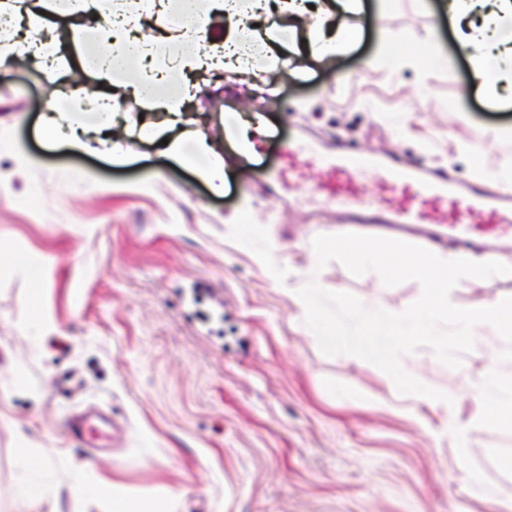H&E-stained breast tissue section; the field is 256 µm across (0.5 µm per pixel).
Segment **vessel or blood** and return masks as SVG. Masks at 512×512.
<instances>
[{
  "instance_id": "1",
  "label": "vessel or blood",
  "mask_w": 512,
  "mask_h": 512,
  "mask_svg": "<svg viewBox=\"0 0 512 512\" xmlns=\"http://www.w3.org/2000/svg\"><path fill=\"white\" fill-rule=\"evenodd\" d=\"M316 166L323 179L312 193L324 204L342 211L347 231H393L411 244L426 249L453 248L494 252L498 235L512 231V198L486 191L481 184L459 182L442 171L409 166L393 157H376L345 147L324 152L316 143L303 141L288 151V175ZM383 186L380 199L367 198L369 179ZM444 207L439 229H430L428 207Z\"/></svg>"
}]
</instances>
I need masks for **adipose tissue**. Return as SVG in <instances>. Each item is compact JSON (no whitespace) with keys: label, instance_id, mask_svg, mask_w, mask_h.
I'll list each match as a JSON object with an SVG mask.
<instances>
[{"label":"adipose tissue","instance_id":"1","mask_svg":"<svg viewBox=\"0 0 512 512\" xmlns=\"http://www.w3.org/2000/svg\"><path fill=\"white\" fill-rule=\"evenodd\" d=\"M48 0H0V15L22 18L28 30L38 33L35 42L20 43L14 35L0 33V66L11 62L20 52L39 60L42 68L62 74L68 66L55 39L42 38L47 26ZM277 10L293 18H307L305 0H123L122 9H114L112 0H76L92 43L80 46L82 64L101 81L102 90L92 95L90 107L62 108L50 100L42 116V129L50 140L63 139L87 149L86 136L97 132L99 145H106L112 128V104L116 92L131 96L141 106L163 112L165 121L144 125L138 138L162 144L170 158L195 169L197 176L213 191L224 190V164L214 147L192 129L195 117L184 112L185 102L195 95L197 86L191 75L201 72H229L247 65L240 51L245 38L254 36L253 19L260 13ZM443 11L454 22L461 47L475 61L474 78L480 86H512V38L504 35V24L512 19V0H444ZM172 11L182 27L180 39L163 42L139 37L142 25L152 16ZM224 18L229 23L224 39L208 51L197 47V24H211ZM307 39L315 59L330 60L343 54L355 41L357 32L347 24L327 31L323 16L308 19ZM73 496L111 497L112 512H156L150 500L129 502L112 494L109 485H88L82 472L70 477Z\"/></svg>","mask_w":512,"mask_h":512}]
</instances>
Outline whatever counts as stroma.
<instances>
[{"mask_svg":"<svg viewBox=\"0 0 512 512\" xmlns=\"http://www.w3.org/2000/svg\"><path fill=\"white\" fill-rule=\"evenodd\" d=\"M441 2L363 0L345 19L358 39L323 62L305 49V26L260 21L254 50L287 41L275 93L256 91L255 70L222 74L190 100L224 157L220 196L135 139L143 109L132 101L113 127L121 161L47 142L46 101L99 85L77 62L85 35L69 19L56 29L66 74L46 79L28 60L0 69V170L12 174L0 183V243L46 267L38 287L21 266L0 267V512H15L24 480L49 492L34 512H111L109 499L72 496L77 468L130 501L161 498L163 512H512V469L501 465L512 433L479 427L470 395L504 340L476 337L457 369L425 345L402 356L408 373L453 398L445 412L367 361L325 355L288 295L297 274L393 313L422 287H388L337 261L317 268L314 237L343 225L313 199L319 168L302 169L291 194L266 185L289 144L310 139L462 180L477 173L489 192L504 190L496 172L512 165V100L474 84ZM240 119L264 127L246 159L229 142ZM15 145L39 167L15 171ZM450 297H512V277L462 281ZM37 313L51 330L38 331ZM86 406L106 416L112 454L89 458L65 434V417ZM23 450L46 468L22 470ZM475 476L495 499L471 495Z\"/></svg>","mask_w":512,"mask_h":512,"instance_id":"35a3bbf8","label":"stroma"}]
</instances>
